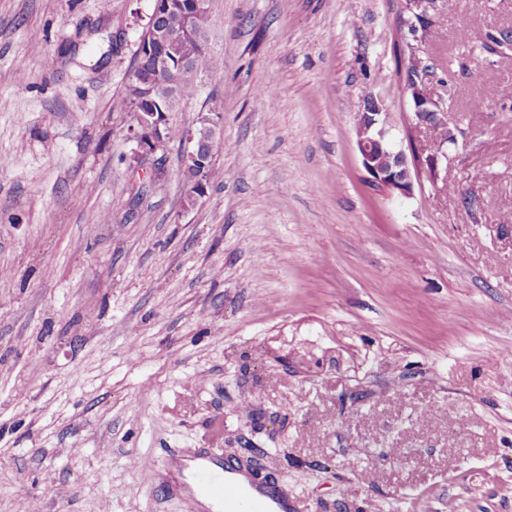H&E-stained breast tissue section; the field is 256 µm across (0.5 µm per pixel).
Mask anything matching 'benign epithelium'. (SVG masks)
Instances as JSON below:
<instances>
[{"mask_svg":"<svg viewBox=\"0 0 512 512\" xmlns=\"http://www.w3.org/2000/svg\"><path fill=\"white\" fill-rule=\"evenodd\" d=\"M428 77H413L405 90L413 104V112L405 132L408 149L395 145L388 122L386 106L379 98L367 96L361 112L357 113L355 137L367 180L391 194L409 196L414 184L425 178L435 184L448 179V144L456 143L448 122V106L426 90ZM448 132L444 138L436 131ZM222 138L221 122L210 118L188 130L184 144V161L204 170L210 155L205 146ZM136 142L134 159L140 161L155 156L165 148L156 113L138 115L132 129Z\"/></svg>","mask_w":512,"mask_h":512,"instance_id":"7a95c632","label":"benign epithelium"}]
</instances>
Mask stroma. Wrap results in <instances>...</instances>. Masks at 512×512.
I'll use <instances>...</instances> for the list:
<instances>
[{
	"label": "stroma",
	"mask_w": 512,
	"mask_h": 512,
	"mask_svg": "<svg viewBox=\"0 0 512 512\" xmlns=\"http://www.w3.org/2000/svg\"><path fill=\"white\" fill-rule=\"evenodd\" d=\"M153 5L0 0V512H188L182 448L299 512H512V51L458 39L512 0H434L415 36L407 0H214L221 68L168 115L222 114L191 207L181 144L136 164L112 109ZM412 55L456 195L361 165L368 95L405 135Z\"/></svg>",
	"instance_id": "35a3bbf8"
}]
</instances>
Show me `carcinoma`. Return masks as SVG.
Segmentation results:
<instances>
[{
    "instance_id": "obj_1",
    "label": "carcinoma",
    "mask_w": 512,
    "mask_h": 512,
    "mask_svg": "<svg viewBox=\"0 0 512 512\" xmlns=\"http://www.w3.org/2000/svg\"><path fill=\"white\" fill-rule=\"evenodd\" d=\"M211 21L210 0L204 7L186 19L180 10L173 9L160 15L151 13L135 52L134 65L126 90L114 102L119 112L141 111L145 97L153 100L152 111L160 117L176 112L180 105L194 98L199 90L198 72H217L220 61L205 52V40ZM154 30L164 31V42L150 39Z\"/></svg>"
}]
</instances>
